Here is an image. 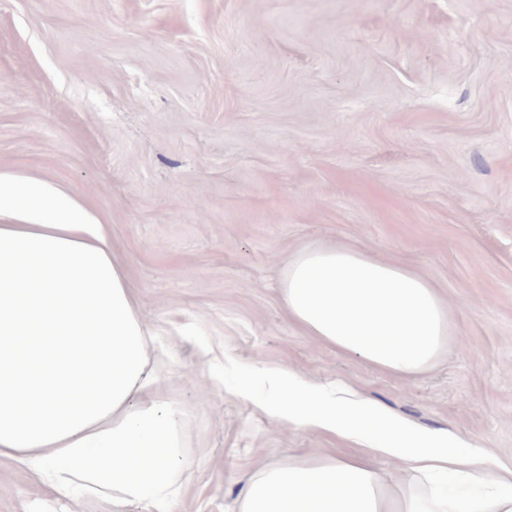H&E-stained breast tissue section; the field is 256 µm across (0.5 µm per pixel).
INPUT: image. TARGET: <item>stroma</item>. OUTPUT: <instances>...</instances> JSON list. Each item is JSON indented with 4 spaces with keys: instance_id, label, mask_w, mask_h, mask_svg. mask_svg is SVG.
<instances>
[{
    "instance_id": "1",
    "label": "stroma",
    "mask_w": 512,
    "mask_h": 512,
    "mask_svg": "<svg viewBox=\"0 0 512 512\" xmlns=\"http://www.w3.org/2000/svg\"><path fill=\"white\" fill-rule=\"evenodd\" d=\"M0 170L107 224L187 412L173 512H232L257 464L354 450L266 417L261 365L512 466V0H0ZM317 244L439 288L434 367L402 380L287 319L284 267ZM47 504L0 458V512Z\"/></svg>"
}]
</instances>
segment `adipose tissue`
Segmentation results:
<instances>
[{
	"instance_id": "ef3b65f1",
	"label": "adipose tissue",
	"mask_w": 512,
	"mask_h": 512,
	"mask_svg": "<svg viewBox=\"0 0 512 512\" xmlns=\"http://www.w3.org/2000/svg\"><path fill=\"white\" fill-rule=\"evenodd\" d=\"M290 320L336 351L396 376L443 349L448 307L414 270L347 247L287 263ZM149 328L105 224L44 179L0 172V457L55 500L109 499L171 512L186 465L184 409L150 393ZM266 414L338 435L361 454L258 465L236 512H512V468L447 432L418 431L343 387L265 369ZM384 438L368 435L362 420ZM393 460L387 481L374 457Z\"/></svg>"
}]
</instances>
